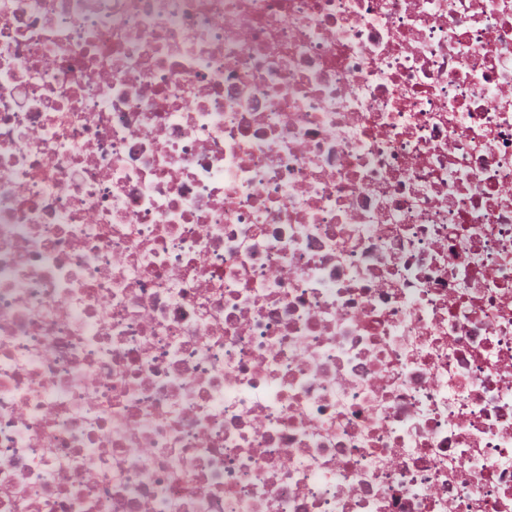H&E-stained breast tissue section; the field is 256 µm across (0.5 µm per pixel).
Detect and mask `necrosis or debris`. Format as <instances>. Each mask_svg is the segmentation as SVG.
Returning a JSON list of instances; mask_svg holds the SVG:
<instances>
[{
	"instance_id": "1",
	"label": "necrosis or debris",
	"mask_w": 512,
	"mask_h": 512,
	"mask_svg": "<svg viewBox=\"0 0 512 512\" xmlns=\"http://www.w3.org/2000/svg\"><path fill=\"white\" fill-rule=\"evenodd\" d=\"M0 512H512V0H0Z\"/></svg>"
}]
</instances>
